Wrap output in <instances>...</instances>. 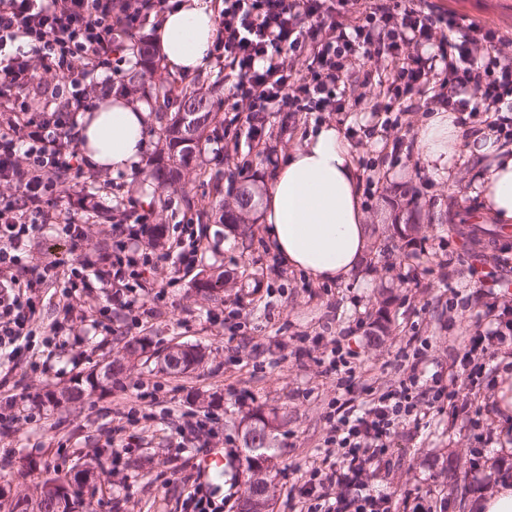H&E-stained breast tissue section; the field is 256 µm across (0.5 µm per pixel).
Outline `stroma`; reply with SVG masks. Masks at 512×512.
Segmentation results:
<instances>
[{"mask_svg": "<svg viewBox=\"0 0 512 512\" xmlns=\"http://www.w3.org/2000/svg\"><path fill=\"white\" fill-rule=\"evenodd\" d=\"M439 10H453L512 32V0H428ZM424 109L398 115L397 126H382L369 113L311 112L298 119L270 115L263 137L240 133L239 147L206 141L184 170L187 191H147L138 173L111 174L85 167L83 179L72 181L74 197L61 204L87 228L84 247L96 253L112 245V227L85 212L80 197L96 193L103 209L135 211L161 225L167 237L181 225L201 224L205 234L201 257L192 271L161 261L146 273L137 290L140 309L111 306L109 291L92 289L75 301L86 321H74L72 339L38 365L39 350L0 363V485L16 496H32L43 472L62 475L77 459L111 446L120 449L110 471L97 479L99 512H182L186 494L201 489L217 512H236L241 491L243 419L254 410L277 414L274 444L280 450L274 512H300L302 497L294 492L300 471L327 448L331 434L330 404L342 391L327 375L323 359L334 341L354 354L357 387L386 388L402 378L397 354L406 345L424 346L428 375L447 383L449 367L462 353L464 340L485 330L491 314L512 310V289L499 287L512 279V248L488 246L489 256L473 268L460 238L441 223L448 208L483 217L470 189L479 162L465 158L455 182L438 176L416 148ZM323 123L340 129L357 127L350 142L363 176L378 184L363 193L367 222L373 232L362 269L344 283H317L281 265L262 231L249 244L223 225L202 223L200 214L213 201L208 176L216 167L234 175L238 184L260 193L267 170L299 144L304 134ZM416 189L411 205L422 229L413 243L390 236L387 226L397 208L392 186ZM195 206L187 208L184 199ZM30 275L50 262L70 265L76 259L68 243L44 230L31 243ZM244 273L243 287L210 299L197 293L198 271ZM388 315L386 331L376 322ZM123 336L147 338L151 349L196 345L208 358L202 367L179 375L138 361L112 383L109 394L94 395L79 405L34 410L25 417L24 400L101 366L118 356ZM512 352V337L502 349L476 357V386L462 385L458 403L479 409V428L468 414L451 406L429 412L426 421L403 422L390 452L389 468L370 478L374 490L400 499L412 493L432 512H473L447 501L442 486L446 465L456 464L472 484L471 498L493 486L497 457L494 410L489 402L500 350ZM212 416L213 435H180L182 416ZM215 448L224 454L223 476L204 479L198 457Z\"/></svg>", "mask_w": 512, "mask_h": 512, "instance_id": "1", "label": "stroma"}]
</instances>
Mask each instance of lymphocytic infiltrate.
Segmentation results:
<instances>
[{"instance_id": "f902f5d3", "label": "lymphocytic infiltrate", "mask_w": 512, "mask_h": 512, "mask_svg": "<svg viewBox=\"0 0 512 512\" xmlns=\"http://www.w3.org/2000/svg\"><path fill=\"white\" fill-rule=\"evenodd\" d=\"M170 0H0V356L27 351L35 336L53 344L62 322L37 328L39 289L60 291L63 313L71 298L101 284L113 305L133 310L147 268L162 260L189 267L197 258L192 225L162 252L132 250L147 215L114 227L111 251L81 255L70 266L17 277L28 244L47 225L80 248L86 227L62 209L58 180L82 178L78 116L91 107L100 74L118 79L123 61L116 39L161 20ZM215 45L217 61L234 81L230 97L249 112L345 111V79L363 75L375 87L369 110L387 115L413 96L475 118L494 113L485 127L512 139V37L452 11L425 10L412 0H223ZM56 83H49V76ZM422 349L400 363L397 386L361 404L340 398L331 406L330 444L340 454L328 469L302 476L306 512H398L388 495L369 486L386 464L396 428L418 416L420 403L435 406L457 396V375L447 385L423 380Z\"/></svg>"}]
</instances>
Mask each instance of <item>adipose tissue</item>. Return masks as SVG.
Segmentation results:
<instances>
[{
    "instance_id": "obj_1",
    "label": "adipose tissue",
    "mask_w": 512,
    "mask_h": 512,
    "mask_svg": "<svg viewBox=\"0 0 512 512\" xmlns=\"http://www.w3.org/2000/svg\"><path fill=\"white\" fill-rule=\"evenodd\" d=\"M216 35L205 0H182L156 29L162 66L172 73L207 69ZM151 116L125 99L106 98L78 119L81 149L94 168L134 171L145 150ZM424 160L455 178L460 156L479 158L472 193L491 220L512 223V147L488 132L463 137L456 115L434 113L418 131ZM362 177L343 132L332 123L310 131L273 170L260 206V222L279 261L312 280L345 282L363 264L370 226L361 207ZM491 390L498 452L512 454V355L500 353Z\"/></svg>"
}]
</instances>
